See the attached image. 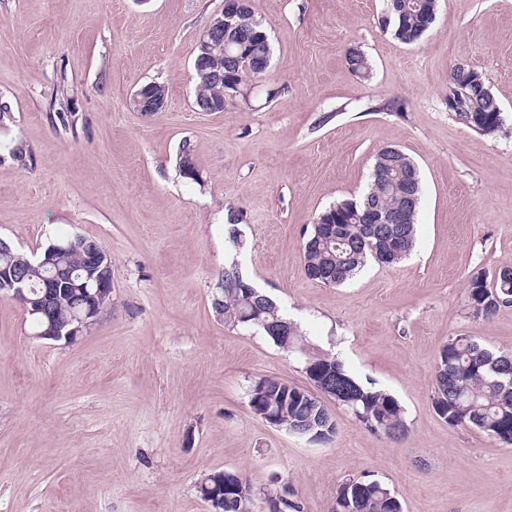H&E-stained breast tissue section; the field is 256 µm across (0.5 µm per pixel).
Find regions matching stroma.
<instances>
[{
	"instance_id": "obj_1",
	"label": "stroma",
	"mask_w": 512,
	"mask_h": 512,
	"mask_svg": "<svg viewBox=\"0 0 512 512\" xmlns=\"http://www.w3.org/2000/svg\"><path fill=\"white\" fill-rule=\"evenodd\" d=\"M224 0H0V238L27 254L80 234L112 258V305L75 343L34 338L0 298V512H210L205 473H243L252 512L288 485L332 512L343 481L386 483L403 512H512V446L433 405L442 347L512 350V304L467 308L471 277L512 266V0H438L419 43L384 26L387 0H254L270 66L223 111L195 105L197 41ZM361 49L370 79L345 54ZM481 72L505 120L481 136L447 108L448 77ZM149 83L162 112L130 104ZM190 144L198 181L180 176ZM419 167L416 244L326 286L302 269L305 232L365 192L376 153ZM240 214L243 246L226 242ZM301 327L394 395V442L341 407L326 443L254 415L271 376L310 388L304 359L231 327L212 301L229 260Z\"/></svg>"
}]
</instances>
